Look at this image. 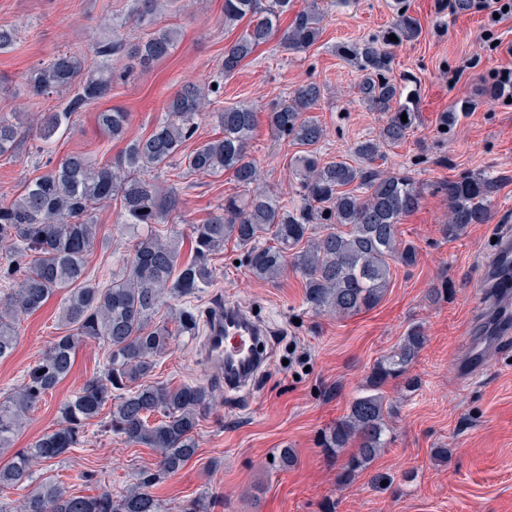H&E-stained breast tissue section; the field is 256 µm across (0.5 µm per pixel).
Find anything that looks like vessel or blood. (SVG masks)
Segmentation results:
<instances>
[{"label": "vessel or blood", "instance_id": "vessel-or-blood-1", "mask_svg": "<svg viewBox=\"0 0 512 512\" xmlns=\"http://www.w3.org/2000/svg\"><path fill=\"white\" fill-rule=\"evenodd\" d=\"M484 288L490 301V315L487 326L481 328L480 339L471 341L469 353L461 365L465 374L479 372L482 366V352L485 339H498L512 334V235L505 234L496 241L495 257L485 275ZM214 334L207 343L212 354L208 361L221 370L225 386H241L248 382V375H232L228 366L241 361H251L255 356L254 341L261 335L259 324L253 322L244 310L228 314L216 309L211 316Z\"/></svg>", "mask_w": 512, "mask_h": 512}]
</instances>
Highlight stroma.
Listing matches in <instances>:
<instances>
[{
	"label": "stroma",
	"instance_id": "35a3bbf8",
	"mask_svg": "<svg viewBox=\"0 0 512 512\" xmlns=\"http://www.w3.org/2000/svg\"><path fill=\"white\" fill-rule=\"evenodd\" d=\"M186 10L159 15L162 26L181 30L173 53L146 69L115 79L111 94L91 103L76 124L58 136L54 160L74 152L103 163L116 156L123 141L109 138L96 114L116 106L130 114L128 138L147 136L163 115L168 95L182 84L209 85L224 48L239 34L224 25V0H186ZM129 0H0V22L16 24L14 48L0 53V76L10 78L0 92V116L15 119L62 107L63 95L34 97L23 78L58 52L86 50L107 37L112 21L124 16ZM326 18L318 42L293 54L278 40L261 46L224 79V91L212 98L211 112L193 139L201 144L219 137L215 112L240 102L270 103L306 82L322 88L315 115L326 129L318 150L324 160L349 155L355 142L375 136L384 113L362 103L357 71L336 52L385 28L393 17V0H319ZM423 33L396 51L395 75L417 91L420 114L404 143L387 149L383 169L410 170L424 185L417 212L399 226L401 238L419 246L417 266L392 265L389 287L372 310L336 318L313 312L304 300L303 281L286 269L273 282L247 276L240 250L227 244L214 261L217 279L196 298L203 312L233 303L253 310L265 324L271 358L250 387L226 389L204 358V338L183 339L156 360L154 381L177 387L210 384L217 403L197 430L198 451L177 473L151 488L169 512L190 500L207 512H512V335L490 346V359L477 377L465 379L459 366L466 358L468 330L478 313L477 287L494 245L495 227L512 225V102L480 97L493 70L512 69V57L492 44L480 16L458 12L441 15L436 0H405ZM474 99V112L441 132L438 119L458 101ZM266 184L292 194L290 159L298 148L275 138L265 113H258L250 144ZM47 158L32 136L22 137L13 157L0 158V204L18 196L24 185L44 171ZM462 172L496 176L491 220L469 225L458 238H447L448 203L438 194L440 182ZM163 181L182 189V209L162 231L190 237L234 184L230 175H187L171 167ZM117 206L98 212L101 243L87 259L90 283L104 286L122 264L125 235L116 224ZM447 283L448 294L431 301L429 291ZM64 293L37 312L20 319V336L11 356L0 359V398L24 381L27 370L64 328L58 320ZM420 324L427 338L411 370L417 391H402L398 382L383 392L397 406L385 450L368 471L340 485L339 460L318 445L322 430L342 416L364 385L373 365L398 344L410 324ZM101 344L83 343L68 376L40 402L0 465L55 429L59 407L89 378L103 370ZM291 449L294 463L282 468L278 457ZM448 451L447 459L435 456ZM153 449L126 443L93 420L79 446L52 465L48 474L70 492L93 495L108 488L120 495L144 473L156 472ZM389 483L372 487V475Z\"/></svg>",
	"mask_w": 512,
	"mask_h": 512
}]
</instances>
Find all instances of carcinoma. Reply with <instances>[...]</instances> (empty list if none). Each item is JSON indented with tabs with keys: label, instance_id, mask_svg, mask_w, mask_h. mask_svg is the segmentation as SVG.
<instances>
[{
	"label": "carcinoma",
	"instance_id": "1",
	"mask_svg": "<svg viewBox=\"0 0 512 512\" xmlns=\"http://www.w3.org/2000/svg\"><path fill=\"white\" fill-rule=\"evenodd\" d=\"M179 0H131L129 20L145 29L138 42H126L125 21L112 22L109 38L88 45L87 53H59L25 75L28 92L67 95L56 112H43L29 121L48 169L27 183L9 204H0V251L31 257L26 265L9 260L4 278L9 291L0 294V359L9 357L19 336V316L40 310L60 290H67L61 308L66 333L56 337L30 368L26 381L0 400V449L11 446L45 396L68 375L76 348L87 339L106 346L102 373L88 379L59 410L58 427L0 468V490L28 489L21 512H167L149 487L161 476L179 471L196 454L195 433L205 411L216 400L211 386H167L148 382L157 357L181 337L200 335L202 314L191 299L214 280L213 257L232 241L243 251L247 273L257 280L275 281L287 267L300 273L305 301L322 314L350 316L376 307L390 282V263L414 267L420 251L398 234V224L422 202V186L406 171L374 167L384 149L402 142L418 120L416 94L394 75V50L418 40L419 20L396 0L388 27L364 40L338 46L339 56L359 73L358 92L370 109L386 115L373 138L357 141L353 158L323 161L317 145L324 129L310 112L319 106L322 90L316 83L300 85L291 96L267 108L277 138L304 147L291 161L299 201L284 203L268 187L259 186L260 168L250 142L260 106L238 103L215 114L223 136L185 151L198 130L206 104L205 90L185 85L171 94L164 115L151 134L129 140L112 163L97 165L83 153L52 163L54 136L76 122L96 100L107 97L121 59L148 68L167 58L181 33L156 27L157 16ZM291 0H224V24L249 19L246 29L228 46L219 63L222 73L235 72L256 48L270 41L280 15ZM323 12L318 0L297 11L282 41L288 51L301 53L320 34ZM395 35L392 41L389 35ZM18 30L0 24V52L13 48ZM96 67L86 68V55ZM407 121H401L402 115ZM129 113L112 107L98 113L97 123L115 140L124 139ZM20 127L0 117V157L13 155ZM180 158L191 174L227 172L240 191L224 196L218 212L191 229L189 257L179 235L164 236L155 225L165 223L181 208L180 188L165 184L152 172ZM498 179L465 172L437 187L448 201L447 237H456L471 224L491 219L489 201ZM120 201L116 223L127 233V254L110 284L86 281L87 258L98 240L96 211ZM271 236L274 244L265 243ZM168 315L157 319L165 301ZM426 344L422 327H408L398 345L374 364L361 392L346 414L329 427L321 445L330 454L350 448L339 479L344 486L368 469L389 443L388 419L393 405L382 388L402 380L407 389L418 380L410 375ZM111 403L108 426L130 444L159 455L155 474H145L123 494L75 495L49 478L33 484L36 468L47 467L76 447L88 421Z\"/></svg>",
	"mask_w": 512,
	"mask_h": 512
}]
</instances>
